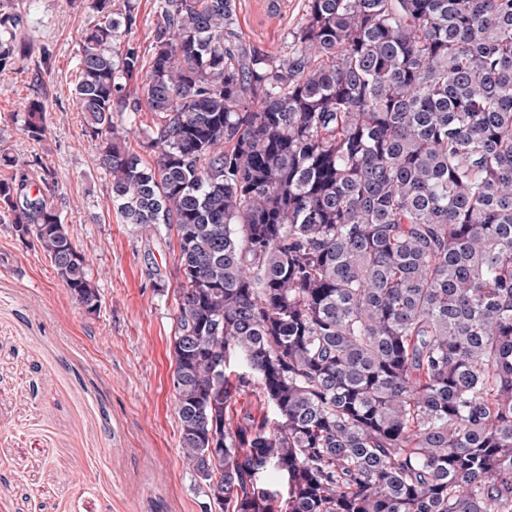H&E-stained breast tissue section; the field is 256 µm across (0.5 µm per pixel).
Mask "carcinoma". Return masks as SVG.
<instances>
[{
	"instance_id": "1",
	"label": "carcinoma",
	"mask_w": 512,
	"mask_h": 512,
	"mask_svg": "<svg viewBox=\"0 0 512 512\" xmlns=\"http://www.w3.org/2000/svg\"><path fill=\"white\" fill-rule=\"evenodd\" d=\"M87 5L75 98L126 223L176 232L179 447L207 493L512 512V0H305L272 50L235 0H154L147 70L133 0ZM21 25L0 12V70ZM46 127L34 100L23 132ZM2 166L0 212L97 311L55 172L33 196ZM154 119L155 117L151 112L146 110L140 112V117L136 120L135 131L130 135L128 143V146L147 162L154 159V153L146 147V131L150 130V128H154Z\"/></svg>"
}]
</instances>
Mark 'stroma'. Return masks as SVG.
<instances>
[{
  "label": "stroma",
  "instance_id": "35a3bbf8",
  "mask_svg": "<svg viewBox=\"0 0 512 512\" xmlns=\"http://www.w3.org/2000/svg\"><path fill=\"white\" fill-rule=\"evenodd\" d=\"M247 41L273 48L303 0H236ZM28 47L0 72V150L54 202L85 253L100 307L87 313L34 242L0 223V512H205L182 463L171 377L181 280L163 237L125 223L76 104L85 0H0ZM43 103L42 140L22 130Z\"/></svg>",
  "mask_w": 512,
  "mask_h": 512
}]
</instances>
